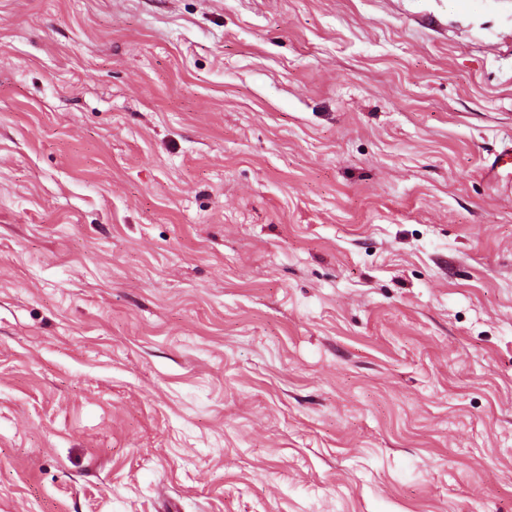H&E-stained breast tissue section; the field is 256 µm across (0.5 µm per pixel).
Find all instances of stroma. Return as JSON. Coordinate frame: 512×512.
<instances>
[{
  "label": "stroma",
  "instance_id": "35a3bbf8",
  "mask_svg": "<svg viewBox=\"0 0 512 512\" xmlns=\"http://www.w3.org/2000/svg\"><path fill=\"white\" fill-rule=\"evenodd\" d=\"M512 0H0V512H512Z\"/></svg>",
  "mask_w": 512,
  "mask_h": 512
}]
</instances>
